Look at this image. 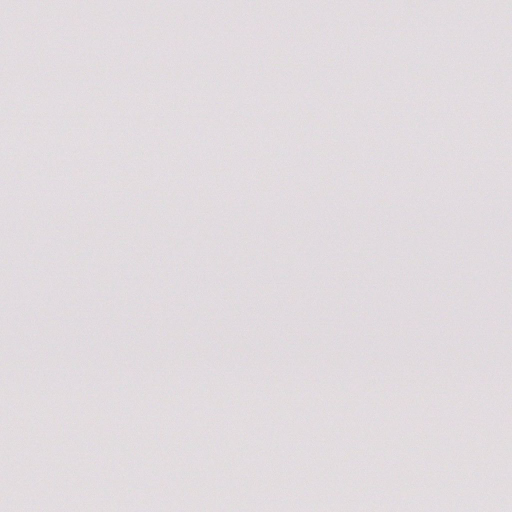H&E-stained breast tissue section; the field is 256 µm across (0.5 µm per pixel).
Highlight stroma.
<instances>
[{
    "label": "stroma",
    "mask_w": 512,
    "mask_h": 512,
    "mask_svg": "<svg viewBox=\"0 0 512 512\" xmlns=\"http://www.w3.org/2000/svg\"><path fill=\"white\" fill-rule=\"evenodd\" d=\"M481 9L0 0V52L36 74L15 82L21 97L152 142L55 152L48 121L0 112V225L25 226L30 245L0 240V380L15 383L0 397V512L21 498L43 512L74 455L60 512H453L464 498L512 512L496 491L512 394L467 391L485 359L512 360V101L481 80L512 49V0L473 45ZM451 77L471 100L448 99ZM391 80L411 94L362 93ZM159 88L181 90L189 135L134 109ZM446 179L483 189L451 199L432 188ZM462 224L490 230L466 239ZM29 265L25 301L9 270ZM174 360L179 380L155 376ZM416 375L436 391L414 403ZM26 429L34 447L14 452ZM445 445L459 453L444 472ZM219 456L240 468L236 489L186 487Z\"/></svg>",
    "instance_id": "1"
}]
</instances>
